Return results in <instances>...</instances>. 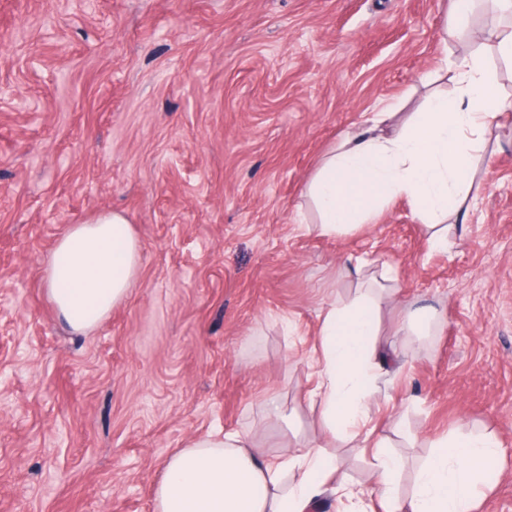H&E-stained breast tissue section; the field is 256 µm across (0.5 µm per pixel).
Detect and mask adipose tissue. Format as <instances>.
I'll list each match as a JSON object with an SVG mask.
<instances>
[{"instance_id": "1", "label": "adipose tissue", "mask_w": 512, "mask_h": 512, "mask_svg": "<svg viewBox=\"0 0 512 512\" xmlns=\"http://www.w3.org/2000/svg\"><path fill=\"white\" fill-rule=\"evenodd\" d=\"M457 78L454 95H432L421 111L401 120L392 112L372 113L363 126L341 135L305 188L319 215V235L340 236L375 223L388 201L403 198L419 213L430 247L447 248L446 221L486 163L492 122L507 108L480 56L464 59ZM140 260L129 219L104 211L58 238L42 280L60 320L83 334L127 298ZM382 299L370 288L327 308L319 329V384L310 400L330 435L372 449L370 492L382 506L391 512H473L478 488L502 455L484 435L436 440L413 493L398 498L402 462L384 452L371 415L382 368ZM336 472L318 445L276 456L252 446L247 432H209L167 459L154 488V512H306L330 484L349 502H360L361 490L336 479Z\"/></svg>"}]
</instances>
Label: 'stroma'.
<instances>
[{
    "instance_id": "35a3bbf8",
    "label": "stroma",
    "mask_w": 512,
    "mask_h": 512,
    "mask_svg": "<svg viewBox=\"0 0 512 512\" xmlns=\"http://www.w3.org/2000/svg\"><path fill=\"white\" fill-rule=\"evenodd\" d=\"M450 0H0V512H153L166 460L211 430L253 446L325 445L369 485L371 451L332 440L310 404L321 317L391 267L397 352L372 415L405 467L437 439L505 448L477 512H512V115L475 200L431 249L408 201L336 237L303 230V189L341 133L381 105L415 112L481 54L512 97L497 15L444 42ZM130 219L127 298L72 333L42 282L69 225ZM374 270L359 277L346 259ZM442 312L403 335L404 299ZM281 404L289 425L270 420Z\"/></svg>"
}]
</instances>
